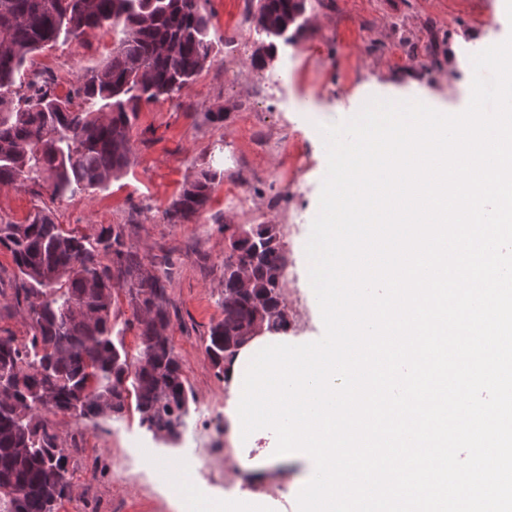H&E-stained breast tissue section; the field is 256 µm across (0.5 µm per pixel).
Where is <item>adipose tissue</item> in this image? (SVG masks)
<instances>
[{
	"label": "adipose tissue",
	"mask_w": 512,
	"mask_h": 512,
	"mask_svg": "<svg viewBox=\"0 0 512 512\" xmlns=\"http://www.w3.org/2000/svg\"><path fill=\"white\" fill-rule=\"evenodd\" d=\"M285 460L275 462L240 466V476L249 481L248 487L234 486L227 498L200 500L199 493L192 481L191 463L179 465H163L160 469L162 479L169 484L187 504L190 512H268L269 501L258 494L257 489L266 484L269 474L285 467Z\"/></svg>",
	"instance_id": "obj_1"
}]
</instances>
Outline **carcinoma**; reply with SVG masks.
I'll return each mask as SVG.
<instances>
[{"instance_id":"1","label":"carcinoma","mask_w":512,"mask_h":512,"mask_svg":"<svg viewBox=\"0 0 512 512\" xmlns=\"http://www.w3.org/2000/svg\"><path fill=\"white\" fill-rule=\"evenodd\" d=\"M257 24L276 41L306 11V0H258ZM116 36L102 67L85 71L66 96L30 66L45 46L87 29ZM210 18L200 0H0V185H48L62 197L104 188L131 162L129 131L141 102L172 99L214 56ZM83 106L72 108L73 97ZM217 173L203 171L166 211L172 223L206 209ZM0 246L16 268L13 299L30 336L0 337V512H55L71 492L68 457L46 415L93 422L118 419L135 396L140 424L154 439L176 442L194 395L170 345L166 281L143 267L121 224L94 238L64 232L38 210L25 224L0 222ZM242 255L224 260V318L205 352L224 368L263 326L288 329L282 299L287 257L276 226L242 228ZM133 306L141 346L130 353L112 323V292Z\"/></svg>"}]
</instances>
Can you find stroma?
<instances>
[{
	"label": "stroma",
	"mask_w": 512,
	"mask_h": 512,
	"mask_svg": "<svg viewBox=\"0 0 512 512\" xmlns=\"http://www.w3.org/2000/svg\"><path fill=\"white\" fill-rule=\"evenodd\" d=\"M211 17L215 58L180 97L141 104L130 130L131 164L106 188L64 197L46 187L0 186V219L25 223L36 210L79 235L125 227L127 247L146 268L169 280L167 335L195 401L177 445L155 441L135 408L119 421L87 424L52 416L67 442L72 489L56 512H183L180 498L157 466L193 460L203 497H223L233 480L215 448L231 445L224 418L228 387L205 353L212 324L221 319L224 259L230 227L276 225L289 257L283 297L297 322L296 336L321 333V315L310 288L305 244L315 217L327 156L318 125L351 117L372 96L426 91L433 108L465 109L471 95L469 57L512 35V0H308L307 22L292 42L279 43L264 69L251 66L266 43L260 28L245 30L243 54L225 48L226 31L253 21L257 0H201ZM110 27L44 47L34 68L57 82L59 94L76 88L86 70L112 53ZM285 77L264 88L260 77ZM223 113L216 121L214 113ZM223 172L199 216L170 223L165 212L183 187L205 170ZM247 201L230 204L237 183ZM15 267L0 247V336L26 341L29 328L11 292Z\"/></svg>",
	"instance_id": "35a3bbf8"
}]
</instances>
